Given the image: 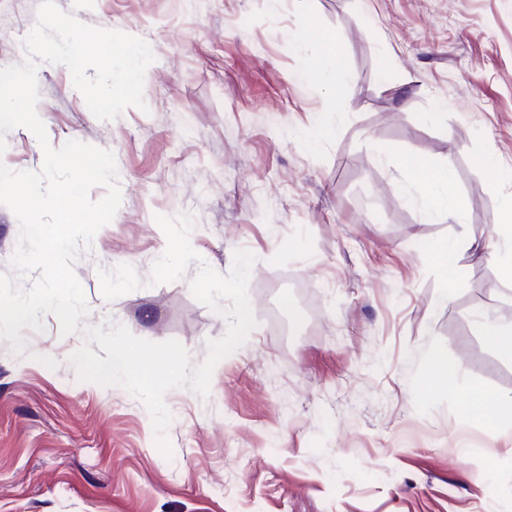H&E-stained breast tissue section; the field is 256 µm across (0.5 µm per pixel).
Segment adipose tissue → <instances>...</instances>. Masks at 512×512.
Returning a JSON list of instances; mask_svg holds the SVG:
<instances>
[{
	"instance_id": "ef3b65f1",
	"label": "adipose tissue",
	"mask_w": 512,
	"mask_h": 512,
	"mask_svg": "<svg viewBox=\"0 0 512 512\" xmlns=\"http://www.w3.org/2000/svg\"><path fill=\"white\" fill-rule=\"evenodd\" d=\"M408 179L420 186L425 194L423 214L425 219L442 218L455 224L463 222V207L454 187L449 163L422 164L411 157L397 161ZM488 239L477 241L460 235L459 241L480 261L494 264L502 280L512 283V204L508 205L498 224L490 228Z\"/></svg>"
}]
</instances>
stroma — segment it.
<instances>
[{"label": "stroma", "mask_w": 512, "mask_h": 512, "mask_svg": "<svg viewBox=\"0 0 512 512\" xmlns=\"http://www.w3.org/2000/svg\"><path fill=\"white\" fill-rule=\"evenodd\" d=\"M144 40V108L96 119L66 66L40 63L49 141L111 151L122 201L74 271L84 325L105 321L193 363L225 319L196 300L201 265L246 250L257 326L208 396L170 390L163 454L144 403L80 380L81 333L0 340V512H512V423L463 408L512 396V360L472 313L512 321V286L423 221L393 162H449L468 235L512 200V0H55ZM41 0H0V67L27 59ZM338 33L343 90L313 67ZM447 118L435 123L431 113ZM0 164L37 171L18 127ZM191 216L200 255L155 284L157 216ZM460 364L420 383L430 352Z\"/></svg>", "instance_id": "stroma-1"}]
</instances>
